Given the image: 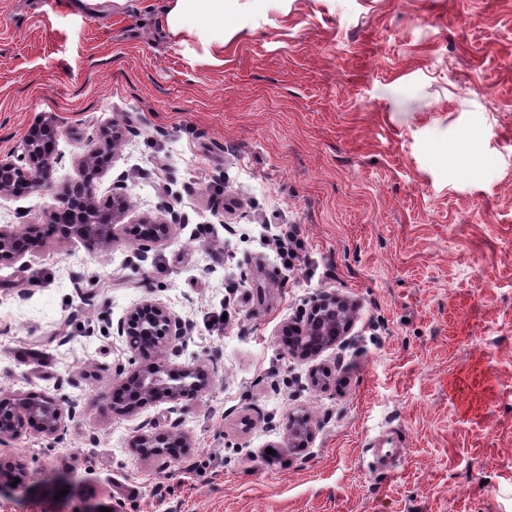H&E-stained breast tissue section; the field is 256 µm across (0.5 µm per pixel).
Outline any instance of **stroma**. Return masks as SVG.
<instances>
[{"instance_id": "35a3bbf8", "label": "stroma", "mask_w": 512, "mask_h": 512, "mask_svg": "<svg viewBox=\"0 0 512 512\" xmlns=\"http://www.w3.org/2000/svg\"><path fill=\"white\" fill-rule=\"evenodd\" d=\"M225 32L215 66L152 0H0V156L37 121L60 131L48 188L0 197V225L47 223L112 123L96 198L129 201L109 249L53 237L0 263V396L77 405L62 440L0 446L28 470L0 512H512V0H288ZM164 202L182 225L139 253L130 230ZM324 294L354 304L349 336L291 356L284 327ZM147 296L189 325L178 348L115 335ZM160 357L213 386L112 412ZM155 427L189 447L142 457ZM313 432L307 418L292 416L288 421V445L292 448L303 446L312 438Z\"/></svg>"}]
</instances>
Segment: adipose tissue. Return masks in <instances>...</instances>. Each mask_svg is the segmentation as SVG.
Returning a JSON list of instances; mask_svg holds the SVG:
<instances>
[{"label":"adipose tissue","mask_w":512,"mask_h":512,"mask_svg":"<svg viewBox=\"0 0 512 512\" xmlns=\"http://www.w3.org/2000/svg\"><path fill=\"white\" fill-rule=\"evenodd\" d=\"M269 0H162L160 28L171 38H193L200 43L209 59L224 61V22L235 16L242 4L259 12Z\"/></svg>","instance_id":"obj_1"}]
</instances>
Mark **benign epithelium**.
Returning a JSON list of instances; mask_svg holds the SVG:
<instances>
[{
    "instance_id": "obj_1",
    "label": "benign epithelium",
    "mask_w": 512,
    "mask_h": 512,
    "mask_svg": "<svg viewBox=\"0 0 512 512\" xmlns=\"http://www.w3.org/2000/svg\"><path fill=\"white\" fill-rule=\"evenodd\" d=\"M56 128L39 123L28 128L19 143V153L0 158V196L37 190L49 184L58 157L53 143ZM124 140L118 127L100 131L96 142L79 161L80 178L55 198L50 209L51 222L61 226L68 239L93 243L102 249L112 245L116 226L127 210V197L121 185L112 188V203L98 205L95 181L106 171ZM180 216L169 204L160 214L143 221L140 251L168 240L175 232ZM40 246L39 239L27 229H0V261L21 259ZM355 308L348 300L325 294L310 311L302 314L292 328L290 353L301 359L320 356L347 336L353 326ZM119 336L131 341L134 350L161 349L176 345L187 335V325L161 301L147 298L137 304L116 327ZM213 385L211 374L203 368H192L175 375L161 360L137 367L121 381L112 395V410L132 414L163 394L175 402H190ZM77 405L63 397L0 398V444L16 440L36 423L46 437L58 438L66 420L75 417ZM308 419L291 417L288 421V446L298 448L312 438ZM173 444L172 433L153 431L135 437L133 445L147 456L162 457ZM28 477L25 464L16 459L0 465V492L12 482Z\"/></svg>"
}]
</instances>
